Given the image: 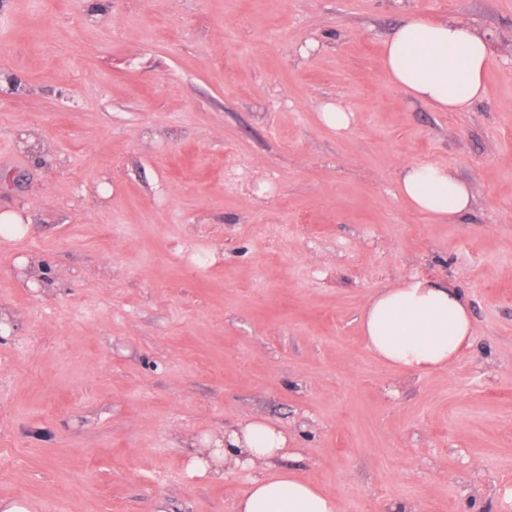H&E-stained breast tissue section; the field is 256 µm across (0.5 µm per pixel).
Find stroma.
Returning a JSON list of instances; mask_svg holds the SVG:
<instances>
[{
    "mask_svg": "<svg viewBox=\"0 0 512 512\" xmlns=\"http://www.w3.org/2000/svg\"><path fill=\"white\" fill-rule=\"evenodd\" d=\"M409 15L490 42L469 111L388 84ZM0 76V211L30 225L0 239V501L235 512L246 477L187 457L263 416L339 512H512V0H0ZM419 162L471 212L409 208ZM410 276L471 305L447 370L364 344ZM319 112L322 122L336 131V134H344L350 130L354 114L341 103H324L320 106ZM397 187L413 210L438 219H453L471 210L470 186L445 165H407L400 170Z\"/></svg>",
    "mask_w": 512,
    "mask_h": 512,
    "instance_id": "obj_1",
    "label": "stroma"
}]
</instances>
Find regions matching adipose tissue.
<instances>
[{
  "label": "adipose tissue",
  "mask_w": 512,
  "mask_h": 512,
  "mask_svg": "<svg viewBox=\"0 0 512 512\" xmlns=\"http://www.w3.org/2000/svg\"><path fill=\"white\" fill-rule=\"evenodd\" d=\"M492 58L489 41L451 20L407 18L383 45L390 83L440 112H464L485 93ZM398 191L415 211L439 219L468 213L473 193L445 165L415 163L400 171ZM367 348L385 365L426 374L446 370L470 346L473 317L457 288L428 278H408L374 292L361 312ZM288 434L264 417L225 433L215 447L198 449L190 476L223 479L249 472L236 512H338L332 493L282 471Z\"/></svg>",
  "instance_id": "1"
}]
</instances>
